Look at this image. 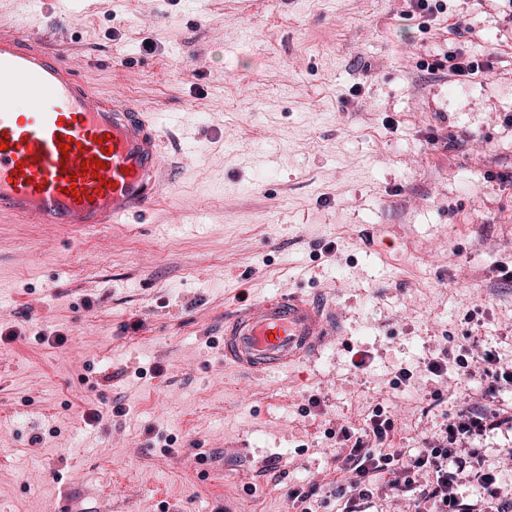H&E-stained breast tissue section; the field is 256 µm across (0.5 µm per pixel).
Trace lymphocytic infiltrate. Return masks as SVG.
I'll list each match as a JSON object with an SVG mask.
<instances>
[{
    "label": "lymphocytic infiltrate",
    "mask_w": 512,
    "mask_h": 512,
    "mask_svg": "<svg viewBox=\"0 0 512 512\" xmlns=\"http://www.w3.org/2000/svg\"><path fill=\"white\" fill-rule=\"evenodd\" d=\"M489 418L474 408H463L451 418L440 437L426 442L417 453L388 447L393 422L383 409H376L365 422L363 434L352 437L339 429L337 439L351 448L341 464L348 478L337 486L335 496L343 501V512H366L378 479H386L393 493L410 494L413 512H497L503 490L493 471L483 469L479 449H459L458 443L490 427ZM473 469L480 485L475 503H461L456 482L465 469Z\"/></svg>",
    "instance_id": "1"
}]
</instances>
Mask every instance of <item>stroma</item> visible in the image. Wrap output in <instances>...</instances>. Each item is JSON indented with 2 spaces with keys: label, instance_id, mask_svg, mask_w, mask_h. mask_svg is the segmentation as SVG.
Here are the masks:
<instances>
[{
  "label": "stroma",
  "instance_id": "1",
  "mask_svg": "<svg viewBox=\"0 0 512 512\" xmlns=\"http://www.w3.org/2000/svg\"><path fill=\"white\" fill-rule=\"evenodd\" d=\"M445 2L0 0V28L169 123L147 215L0 217V512H292L378 407L395 448L481 409L464 445L512 491V383L487 402L467 376L512 366V0ZM457 49L487 65L461 85ZM285 292L341 336L225 368V315Z\"/></svg>",
  "mask_w": 512,
  "mask_h": 512
}]
</instances>
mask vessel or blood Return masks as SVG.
Listing matches in <instances>:
<instances>
[{
	"mask_svg": "<svg viewBox=\"0 0 512 512\" xmlns=\"http://www.w3.org/2000/svg\"><path fill=\"white\" fill-rule=\"evenodd\" d=\"M164 130L159 113L96 93L41 39L0 34V216L95 226L145 214L161 189ZM335 334L325 304L292 293L227 318L221 352L260 378L314 359Z\"/></svg>",
	"mask_w": 512,
	"mask_h": 512,
	"instance_id": "1",
	"label": "vessel or blood"
}]
</instances>
